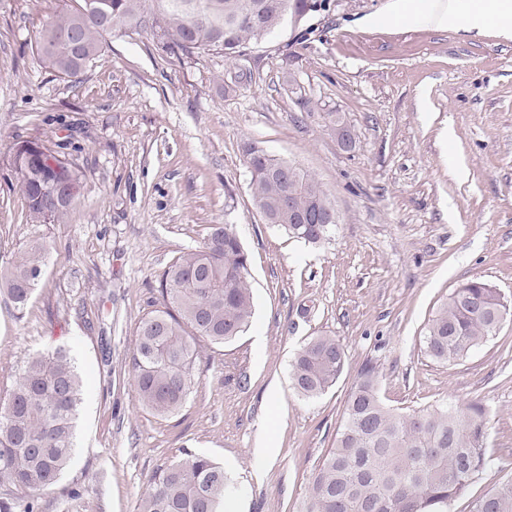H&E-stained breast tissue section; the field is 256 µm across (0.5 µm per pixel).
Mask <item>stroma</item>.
Wrapping results in <instances>:
<instances>
[{"instance_id": "35a3bbf8", "label": "stroma", "mask_w": 512, "mask_h": 512, "mask_svg": "<svg viewBox=\"0 0 512 512\" xmlns=\"http://www.w3.org/2000/svg\"><path fill=\"white\" fill-rule=\"evenodd\" d=\"M391 2L328 0L287 22L248 49L254 79L233 89L222 56L169 54L142 27L116 29L84 72L59 78L34 38L79 0H0V266L36 242L51 251L25 310L0 303V386L57 347L83 383L74 457L40 512H134L148 478L190 454L224 466L245 512H302L368 361L398 411L485 406L493 463L451 512L503 478L512 322L453 365L428 357L424 336L466 280L512 301V36L365 27ZM339 122L353 148L337 142ZM48 136L81 167L83 188L63 222L35 223L12 152ZM250 142L321 183L339 216L326 240L290 238L254 209ZM215 224L235 225L248 254L253 325L226 344L198 339L194 389L160 418L133 390L136 327L160 308L164 271ZM322 333L346 364L306 401L289 365Z\"/></svg>"}]
</instances>
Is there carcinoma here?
<instances>
[{"instance_id":"obj_1","label":"carcinoma","mask_w":512,"mask_h":512,"mask_svg":"<svg viewBox=\"0 0 512 512\" xmlns=\"http://www.w3.org/2000/svg\"><path fill=\"white\" fill-rule=\"evenodd\" d=\"M324 0H82L38 31L37 55L59 77L80 74L101 51L105 35L123 26L148 27L174 55L215 52L235 64L253 43L277 32L283 13L317 12ZM254 208L289 236L318 245L333 225L293 224L282 208L295 194L296 209H334L308 172L278 160L254 143L244 148ZM28 216L45 206L60 222L71 202L54 203L41 191L50 180L82 179L79 166L55 157V167H17ZM48 247L36 242L0 269V296L17 312L31 300L46 270ZM248 256L229 224H215L202 246L180 255L164 272L162 308L143 318L132 356L133 389L141 406L167 417L186 403L197 376L196 338L215 344L246 332L254 315ZM512 305L479 280L459 284L429 320L425 351L454 364L496 338ZM344 346L336 337L311 338L296 354L290 378L306 400L325 394L343 373ZM82 379L58 348L28 359L0 393V512H37L36 495L51 489L74 448V420ZM487 411L475 401L397 412L378 393L376 366L365 363L348 394L334 446L315 469L305 512H448L487 469ZM237 487L224 467L204 455L155 472L136 512H224ZM469 512H512V477L471 502Z\"/></svg>"}]
</instances>
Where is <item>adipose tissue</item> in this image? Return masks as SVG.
<instances>
[{"label": "adipose tissue", "mask_w": 512, "mask_h": 512, "mask_svg": "<svg viewBox=\"0 0 512 512\" xmlns=\"http://www.w3.org/2000/svg\"><path fill=\"white\" fill-rule=\"evenodd\" d=\"M390 15L444 30L512 33V0H393Z\"/></svg>", "instance_id": "obj_1"}]
</instances>
